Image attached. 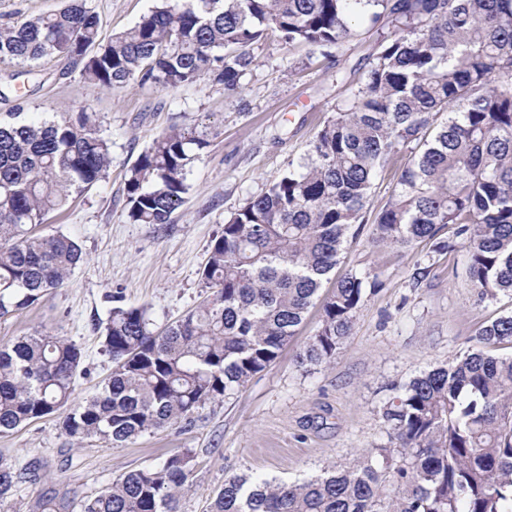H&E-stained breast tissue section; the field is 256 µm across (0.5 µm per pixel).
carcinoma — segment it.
Listing matches in <instances>:
<instances>
[{
	"instance_id": "cac0c4a2",
	"label": "carcinoma",
	"mask_w": 512,
	"mask_h": 512,
	"mask_svg": "<svg viewBox=\"0 0 512 512\" xmlns=\"http://www.w3.org/2000/svg\"><path fill=\"white\" fill-rule=\"evenodd\" d=\"M364 19L379 32L360 85L318 132L299 169L275 179L224 224L201 272L206 298L159 331L147 309L112 296L104 347L112 373L72 400L83 373L73 341L45 332L0 347V434L64 414L73 439L114 447L178 425L243 389L295 336L323 279L364 223L374 180L417 141L397 190L376 215L374 240L395 247L462 245L479 300L512 293V0H158L131 28L97 43L85 0L0 24V58L30 64L63 54L108 89L130 81L166 90L209 76L234 93L272 33L289 46L340 48ZM97 46L94 53L88 49ZM448 113V121L434 118ZM208 146L194 129L155 138L129 169L126 205L138 224H167L183 204L186 167ZM107 141L86 112L57 121H0V318L63 287L83 261L63 234L32 226L71 191L102 178ZM451 237L439 240L443 229ZM377 277L351 272L322 302L297 355L320 366L352 334ZM512 315L477 333L452 361L412 378L383 409L389 445L300 483L230 475L210 512H512ZM187 452L133 470L95 496L41 488L39 512H179ZM34 472L0 456V503Z\"/></svg>"
}]
</instances>
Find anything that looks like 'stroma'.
<instances>
[{
	"label": "stroma",
	"mask_w": 512,
	"mask_h": 512,
	"mask_svg": "<svg viewBox=\"0 0 512 512\" xmlns=\"http://www.w3.org/2000/svg\"><path fill=\"white\" fill-rule=\"evenodd\" d=\"M153 4L86 0L103 41L133 26ZM356 30L330 60L320 49L287 48L267 36L252 46L255 65L236 95L207 77L169 90L134 82L106 89L85 80L61 56L32 63L28 75L16 61L0 59L1 119L18 113L54 120L88 112L111 158L101 181L74 191L65 209L47 214L37 228L74 239L83 263L62 288L0 319V346L37 331L75 342L84 353L85 373L72 395L79 401L98 392L112 370L102 339L112 294L146 307L158 329L194 309L206 295L201 270L208 247L227 217L303 161L366 69L376 35L361 22ZM199 125L206 126L209 145L186 168L181 207L170 223H133L126 206L128 169L171 127ZM395 186L393 174L375 179L366 224L349 237L341 262L318 291L326 297L335 280L351 271L371 273L381 283L378 292L365 295L352 335L330 363L305 369L296 362L319 324L321 309L315 306L270 367L236 394L197 409L181 426L143 434L122 447L96 437L72 441L57 416L0 434V456L37 475L0 512H36L48 481L93 496L125 473L186 450L193 456L192 472L179 512H209L225 475L302 481L387 444L382 409L395 387L453 360L480 327L512 313L510 294L479 302L463 249L437 252L427 242L385 248L372 241L371 222ZM423 267L427 275L416 278Z\"/></svg>",
	"instance_id": "1"
}]
</instances>
